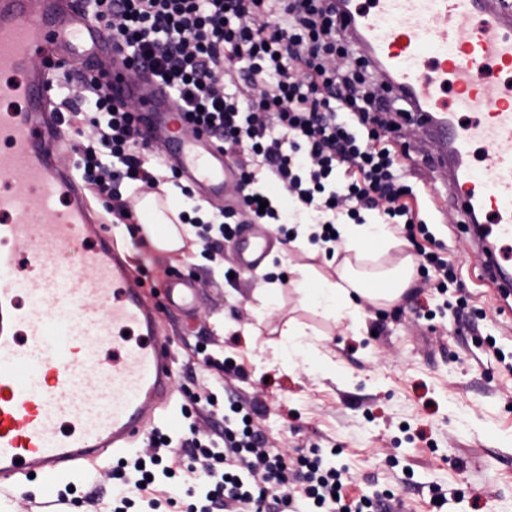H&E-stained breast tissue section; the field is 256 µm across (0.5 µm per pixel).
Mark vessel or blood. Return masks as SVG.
Segmentation results:
<instances>
[{"mask_svg": "<svg viewBox=\"0 0 512 512\" xmlns=\"http://www.w3.org/2000/svg\"><path fill=\"white\" fill-rule=\"evenodd\" d=\"M66 17L55 5L0 0V478L77 473L128 449L172 388L171 349L158 334L159 308L188 310L184 278L159 283L164 303L129 275L110 235L83 240L90 212L73 170L56 167L65 140L52 97L53 71L87 63L107 39L81 0ZM362 45L412 98L437 114L431 132L448 139L449 198L473 227L486 279L512 288V264L492 241L512 243V9L490 0H372L348 14ZM138 104L153 132L199 191L219 193L231 172L206 134L179 129L177 103L161 85L107 81ZM481 146L478 165L468 158ZM269 238H238L242 272L269 254ZM77 250V268L62 261Z\"/></svg>", "mask_w": 512, "mask_h": 512, "instance_id": "1", "label": "vessel or blood"}]
</instances>
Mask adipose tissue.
<instances>
[{
  "mask_svg": "<svg viewBox=\"0 0 512 512\" xmlns=\"http://www.w3.org/2000/svg\"><path fill=\"white\" fill-rule=\"evenodd\" d=\"M187 204V199L168 184L161 190L152 189L138 195L133 207L141 231L153 248L174 255L198 251L193 229L179 219ZM312 231V225H298L294 245L308 260L292 265V278L287 285L272 283L263 289L261 299L268 309L277 310L281 290L288 286L298 294L302 306L338 322L346 319L355 323L364 318L365 305L391 308L399 305L411 291L417 266L413 254H405L396 266L375 277L363 275L354 265L355 258L370 251L397 245L398 240L388 225H339V249L343 256L328 259L321 267L314 260L324 249L310 242Z\"/></svg>",
  "mask_w": 512,
  "mask_h": 512,
  "instance_id": "1",
  "label": "adipose tissue"
}]
</instances>
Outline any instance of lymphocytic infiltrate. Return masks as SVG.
Wrapping results in <instances>:
<instances>
[{"instance_id": "f902f5d3", "label": "lymphocytic infiltrate", "mask_w": 512, "mask_h": 512, "mask_svg": "<svg viewBox=\"0 0 512 512\" xmlns=\"http://www.w3.org/2000/svg\"><path fill=\"white\" fill-rule=\"evenodd\" d=\"M87 10L106 25L124 66L165 87L180 120L204 130L238 171L243 212L190 221L204 250L233 237L244 215L289 236L271 182L300 210L327 216L320 240L331 241L330 226L370 215L414 240L419 217L401 180L411 151L395 138L392 119L411 104L376 93L377 66L356 52L336 0H88ZM339 55L347 69L332 67ZM77 80L83 100L65 110L95 133L79 148L77 173L107 196L119 223H135L123 193L156 184L160 163L137 108L117 100L98 69L79 71ZM252 415L228 400L223 441H188L197 455L185 473L209 502L223 512H294L300 490L320 512H387L365 496L348 503L341 470L324 467L320 455L269 448Z\"/></svg>"}]
</instances>
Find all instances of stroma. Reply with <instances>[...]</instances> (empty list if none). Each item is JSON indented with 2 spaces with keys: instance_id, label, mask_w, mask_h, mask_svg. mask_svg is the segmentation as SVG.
Returning <instances> with one entry per match:
<instances>
[{
  "instance_id": "1",
  "label": "stroma",
  "mask_w": 512,
  "mask_h": 512,
  "mask_svg": "<svg viewBox=\"0 0 512 512\" xmlns=\"http://www.w3.org/2000/svg\"><path fill=\"white\" fill-rule=\"evenodd\" d=\"M409 145L408 179L433 234L425 248L453 262L478 314L456 316L452 293L420 279L397 307H366L358 326L300 308L287 287L271 313L259 293L289 264L305 262L299 248L278 241L255 273L228 279L225 271L237 266L236 240L222 242L209 261L153 248L141 254L123 238L113 248L133 274L154 283L178 274L196 291L193 313L166 310L160 317L175 358L172 398L160 418L146 423L132 453L93 465L96 482L78 474L52 482L0 478V512H113L114 486L132 474L135 455L151 447L155 434L168 435L176 451L191 432H223V416H210L201 399L209 390L258 405L254 421L269 447L293 456L338 447L327 461L347 470L348 498L390 490L408 512H438L429 495L438 484L448 491L439 512H512V372L485 343L492 336L512 352V321L499 314L503 300L483 275L469 227L448 203L445 170L433 163L437 149L422 136ZM289 317L309 333L307 354L291 365L278 332ZM227 356L236 370L218 367ZM191 395L199 398L198 412L186 417L181 407ZM68 487L80 506L58 504Z\"/></svg>"
}]
</instances>
